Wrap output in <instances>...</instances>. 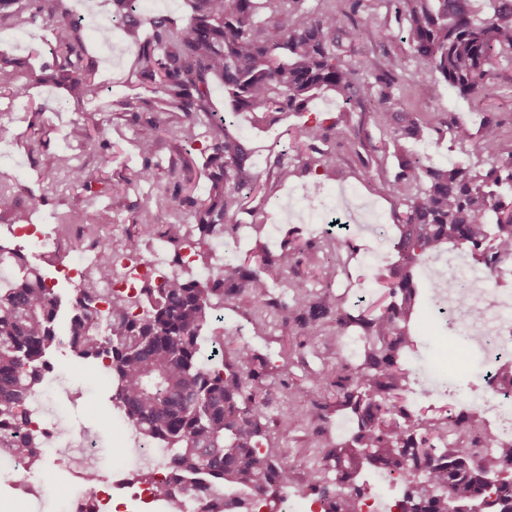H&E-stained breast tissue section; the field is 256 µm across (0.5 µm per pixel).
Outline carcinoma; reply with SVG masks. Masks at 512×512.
Here are the masks:
<instances>
[{
  "label": "carcinoma",
  "mask_w": 512,
  "mask_h": 512,
  "mask_svg": "<svg viewBox=\"0 0 512 512\" xmlns=\"http://www.w3.org/2000/svg\"><path fill=\"white\" fill-rule=\"evenodd\" d=\"M188 12L180 21L157 12L145 15L137 0H112V21L136 44L128 82L156 94H140L119 102L120 110L145 130L136 140L142 168L125 179L164 178L165 187L129 206L128 222L135 231L114 241L97 233L112 219L94 207L103 190H93L85 167L44 149L38 137L41 172L51 177L67 171L71 182L86 191L84 204L56 217L67 235L73 224L96 233V244L108 254L128 253L142 237L167 239L172 263L181 265V251L197 231V244L227 231V221L241 212L265 215L264 206L277 189L308 172V189H323L321 173L333 167L339 149L361 157L363 125L350 126L310 112L318 97L333 92L346 105L358 107L380 127L390 130L392 146L370 145L386 153L394 148L398 171L380 180V190L399 205L394 213L399 236L393 239L396 261L376 266L374 281L388 302L353 314L345 298L333 292L319 296L285 274L318 269L335 280L346 272L343 253L357 251L351 238L326 233L302 242L288 237L273 256L256 254L215 269L207 284L178 273L145 286L134 296H116L106 318L93 331L82 313L93 301L88 288H78L71 308L55 289L38 288L36 269L28 260L15 262L18 250L0 246V265L15 276L0 285V416L18 426L27 422L25 399L38 389L47 355L66 345L88 367L110 360L117 380L115 401L140 433L168 448V463L181 475H195L211 486L256 489L274 499L294 485L300 492L325 498L331 512H357L369 489L366 471L397 475L403 485L398 512H512V448L475 459L476 449L491 445L493 434L478 439L472 416L465 412L428 415L416 411L405 392L410 372L402 352L416 343L413 314L420 301L417 269L447 243L468 251L490 273L512 261V151L500 154V128L487 123L476 145L494 159L479 168L466 158L451 166L401 148L405 139L424 140L447 132L467 143L472 133L446 116L430 121L419 112L396 108L405 75L423 83L437 72L448 89L467 98L486 95L489 68L503 56L512 57V0H492L493 13L479 18L476 0H389L396 21L408 24L411 52L424 68L407 73L406 56L387 49L395 37L389 25L369 31L371 20L356 16L364 0H317L312 11L306 0H185ZM41 24L53 31L52 62L37 74L28 63L0 57V87L14 100L28 97L30 85L50 80L86 105L68 136L101 151L111 144L99 136L94 113L102 111L96 64L81 33V21L61 8V0H0V31L24 30ZM377 38L381 54L351 59L355 38ZM220 79L234 111L250 113L255 122L290 112L307 115L287 130L297 162L278 160L266 175L251 172L252 149L230 131L233 121L211 101V80ZM170 134L193 146L208 138L203 175L204 196L197 195L190 154L170 158L166 167L154 161L156 136ZM15 176L0 170V219L28 221L20 207ZM288 288L292 295L273 294ZM250 296L258 306L249 323L253 335H268V319L294 326L302 336L320 340L322 353L336 358L338 338L354 329L364 341L357 363H344L336 375L312 378L307 392H288V406L272 420L266 400L270 362L247 345H237L209 361L203 357L205 331L217 321L218 307ZM313 407L303 443L325 448L324 462L297 477L288 464L289 411L298 404ZM348 409L356 430L343 442L331 438L326 420L333 409ZM278 436H270V425Z\"/></svg>",
  "instance_id": "1"
}]
</instances>
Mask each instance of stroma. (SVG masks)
<instances>
[{
    "label": "stroma",
    "instance_id": "stroma-1",
    "mask_svg": "<svg viewBox=\"0 0 512 512\" xmlns=\"http://www.w3.org/2000/svg\"><path fill=\"white\" fill-rule=\"evenodd\" d=\"M64 7L83 16L82 33L98 62V79L103 84L100 101L107 110L100 114L101 128L112 144V157L102 162L98 152L77 146L66 139L70 123L77 119L81 106L70 99L65 90L48 82L34 86L30 100L11 99L8 90L0 89V116L9 120L18 134L17 140L0 142V165L15 173L23 184L19 194L21 207L32 209V221L36 224L54 223L57 214L81 203L84 194L70 185L66 176L56 175L46 180L36 166L35 159L28 154L26 142L41 129L50 132V149L74 156L77 164L94 173L97 180L110 184L129 178L141 168L143 160L134 147L139 135L136 127L129 125L121 113L116 112V101L128 91V74L135 58V48L125 37L121 28H106L112 16V0H63ZM52 36L48 28L31 27L25 31H0V55L29 59L33 68H40L50 61L49 49ZM488 85L491 94L476 100L458 96L448 88L433 90L431 84L402 82L397 103L400 108L423 113H447L452 118L466 122L472 134H479L486 121L499 124L504 132L505 146H512V60H496ZM301 115L288 114L263 126L250 122L246 115H238L232 131L244 138L253 150V172L264 173L273 164L275 157L270 146L290 151L291 144L286 135L288 126L300 123ZM309 175H302L280 191L276 199L267 205V226L262 236H255L250 229L252 218L241 213L236 217L239 230L236 236L225 238L226 247L242 254L253 248L256 240H263L269 251H278L283 236L294 233L309 241L318 240L320 233L310 224H292L283 218L282 207L288 198L305 189ZM325 192L341 193L357 191L369 201L380 216V223L351 225L350 232L359 250L349 265L348 276L334 282L335 293L346 294L348 308H366L381 294L372 278V269L388 264L394 252L388 242L395 235L394 213L396 202L376 189L372 176L366 173L358 158L337 153L335 165L323 177ZM156 182H141L116 196H105L96 207L112 214V236L124 237L127 228L128 207L142 195L157 192ZM455 329H448L446 337L426 349L407 351L402 355L404 364L413 370V389L423 387L436 390L440 395L450 392L480 399L487 393L479 376L484 356L473 346L454 344ZM245 344L269 358H276L280 347H288L292 354L287 372L276 373L269 380L268 398L271 413L283 407V398L290 386L308 385L309 376L322 368L319 358L320 345L314 338L289 332L277 324H270L266 337L245 334ZM65 386L75 392V400H62L57 412L61 422L69 428L87 429L99 443L98 467L107 473L113 467L124 464L127 459L128 434L120 422L121 413L112 396L115 392L113 378L102 372H88L85 366L62 347L49 356Z\"/></svg>",
    "mask_w": 512,
    "mask_h": 512
}]
</instances>
